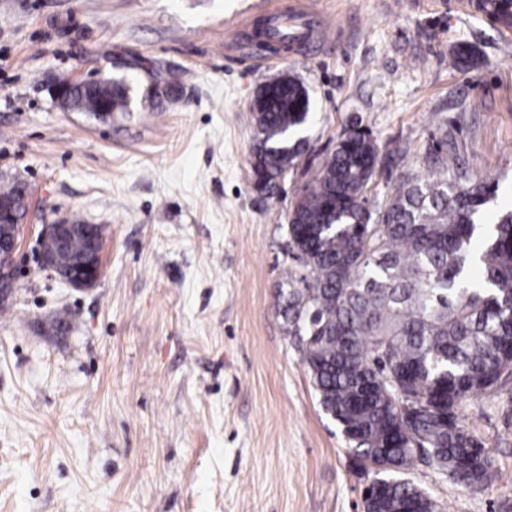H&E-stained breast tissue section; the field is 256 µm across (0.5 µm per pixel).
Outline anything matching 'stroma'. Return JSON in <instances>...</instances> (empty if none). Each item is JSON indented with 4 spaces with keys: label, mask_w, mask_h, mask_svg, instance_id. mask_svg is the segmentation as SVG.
Here are the masks:
<instances>
[{
    "label": "stroma",
    "mask_w": 512,
    "mask_h": 512,
    "mask_svg": "<svg viewBox=\"0 0 512 512\" xmlns=\"http://www.w3.org/2000/svg\"><path fill=\"white\" fill-rule=\"evenodd\" d=\"M294 0H0V181L26 183L20 273L0 307V512H363L339 425L278 314L288 213L351 128L381 163L385 206L439 139L512 206V42L435 0H316L325 48H238ZM468 46L470 66L452 53ZM179 97L145 106L147 65ZM130 84L129 112L62 109L57 80ZM306 86L307 147L281 191L252 182L251 102ZM107 229L104 272L78 291L35 260L41 225ZM464 421L496 483L477 493L420 467L445 512H502L512 391Z\"/></svg>",
    "instance_id": "stroma-1"
}]
</instances>
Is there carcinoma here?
<instances>
[{"instance_id": "cac0c4a2", "label": "carcinoma", "mask_w": 512, "mask_h": 512, "mask_svg": "<svg viewBox=\"0 0 512 512\" xmlns=\"http://www.w3.org/2000/svg\"><path fill=\"white\" fill-rule=\"evenodd\" d=\"M149 103L179 93L158 68ZM252 173L279 189L283 160L305 150L307 88L292 75L258 89ZM123 79L73 86L63 107L95 118L129 111ZM446 143L428 174L407 180L378 209L368 198L380 149L364 130L341 138L289 213L279 314L322 409L354 440L378 484L365 512H443L405 478L418 465L477 491L496 479L481 438L462 420L473 396L512 387V208L477 233L497 181L448 168ZM0 198L26 207L16 181Z\"/></svg>"}]
</instances>
